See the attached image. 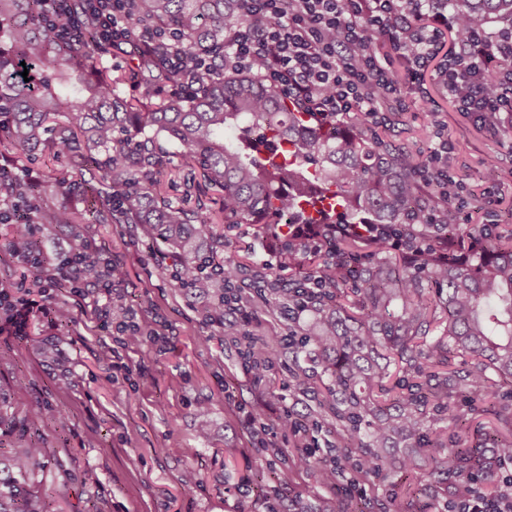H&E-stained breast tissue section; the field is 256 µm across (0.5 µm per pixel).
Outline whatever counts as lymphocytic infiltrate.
<instances>
[{
  "instance_id": "f902f5d3",
  "label": "lymphocytic infiltrate",
  "mask_w": 512,
  "mask_h": 512,
  "mask_svg": "<svg viewBox=\"0 0 512 512\" xmlns=\"http://www.w3.org/2000/svg\"><path fill=\"white\" fill-rule=\"evenodd\" d=\"M235 20L224 31V67L259 71L284 97L333 116L362 113L385 124L399 82L422 89L435 70L442 90L459 111L481 118L512 113V39L490 38L449 18L445 0H236ZM90 24L122 54L138 55L141 43L160 31L132 30L128 0H87ZM455 32L457 45L444 40ZM402 62V74L381 63V49ZM19 178L0 164V222L15 225L26 239L35 234L28 221L35 204L19 192ZM93 245L73 238L68 247L46 256L36 248L11 247L21 264L39 271L37 288L0 281V328L23 330L30 318L49 325L72 317L58 298L60 286L89 298L117 295L125 281L119 264L86 279L84 254ZM448 512H512V482L504 481L494 497L478 486L453 497Z\"/></svg>"
}]
</instances>
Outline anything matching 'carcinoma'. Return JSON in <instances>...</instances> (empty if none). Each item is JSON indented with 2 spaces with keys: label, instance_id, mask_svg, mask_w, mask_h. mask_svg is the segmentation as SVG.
<instances>
[{
  "label": "carcinoma",
  "instance_id": "obj_1",
  "mask_svg": "<svg viewBox=\"0 0 512 512\" xmlns=\"http://www.w3.org/2000/svg\"><path fill=\"white\" fill-rule=\"evenodd\" d=\"M39 3L0 0L3 147L29 153L62 144L100 184L82 210L45 209L48 223L87 224L116 195L126 202L118 220L139 225L179 263L203 266L224 237L214 235L208 214L191 217L158 198L153 146L163 138L224 192V223L254 224L264 234L285 225L288 266L300 268L310 258L297 231L310 233L315 222L299 203L319 187H333L341 211L325 223L349 228L317 253L320 292L309 293L304 278L286 288L271 279L253 285L274 300H310V322L295 325L297 340L288 349L295 363L310 343L322 352L320 372H293L296 389L313 393L320 409L307 420L331 418L347 457L364 460L363 477L387 449H408L394 467L392 512H427L435 497L413 481L420 451L432 455L436 483L450 464L461 476L477 475L476 454L486 448L512 451V439L489 431L464 448H449L427 431L436 417L468 430L471 418L454 406L458 394L492 402L496 381L512 382V236L419 222L417 215L443 210L418 182L420 161L369 138L360 114L322 119L286 100L256 71H224L220 56L195 77L189 96L166 94L161 88L175 77L155 59L169 47H145L130 71L114 76L102 64L108 45L89 28L76 50L53 39L38 21ZM233 10L231 0H131L130 25L139 30L153 23L177 39L174 48L212 54L224 49ZM448 14L473 29L512 30V0H448ZM133 81L148 97L125 96L122 85ZM62 117L68 121L62 135L44 141L48 123ZM261 147L286 161L259 159ZM371 225L392 230L400 244L391 238L371 244ZM463 357L471 363L462 371L455 359ZM393 361L416 378L404 391L388 385ZM53 454L33 445L0 464V512H49L27 485L32 463Z\"/></svg>",
  "mask_w": 512,
  "mask_h": 512
}]
</instances>
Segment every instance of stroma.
Returning a JSON list of instances; mask_svg holds the SVG:
<instances>
[{
    "label": "stroma",
    "mask_w": 512,
    "mask_h": 512,
    "mask_svg": "<svg viewBox=\"0 0 512 512\" xmlns=\"http://www.w3.org/2000/svg\"><path fill=\"white\" fill-rule=\"evenodd\" d=\"M425 82L439 99L437 111L424 110L418 93L403 88L408 111L397 124L377 128V135L422 160L448 140V172L467 187L463 211L470 223L512 225V149L476 115L442 99L434 73ZM161 156L155 177L166 201L223 209V192L202 169L184 164L168 143ZM4 157L15 160V172L41 181L38 206L66 202L82 208L86 185L73 156L36 151L19 158L8 151ZM213 231L224 237L219 259L247 253L254 268L277 259L273 239L254 225L220 223ZM78 233L123 267L125 291L118 304L142 310L143 337L127 349L126 369L113 370L100 355L117 344L116 322L95 318L79 299L65 342L53 354L30 344L50 336L42 320L28 323V339L0 334V353L9 355L0 360V458L37 439L54 448V456L31 470V485L48 494L50 512H262L275 485L288 489L275 502L276 512H331L327 503L334 493L312 486L305 473L283 461L295 439L277 436L273 447L263 448L245 428L244 412L270 424L277 413L252 386L221 329L203 321L191 291L171 281L173 257L133 224L37 229L50 250ZM251 305L258 321L248 333L273 347L269 385L286 395L294 417H302L311 401L294 390V364L277 346L292 322L265 312L259 298ZM163 331L166 342L154 341V333Z\"/></svg>",
    "instance_id": "1"
}]
</instances>
